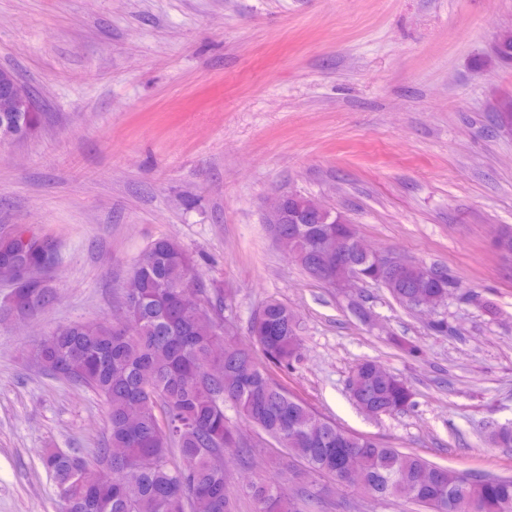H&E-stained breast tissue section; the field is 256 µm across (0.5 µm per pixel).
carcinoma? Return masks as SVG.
<instances>
[{
	"instance_id": "cac0c4a2",
	"label": "carcinoma",
	"mask_w": 512,
	"mask_h": 512,
	"mask_svg": "<svg viewBox=\"0 0 512 512\" xmlns=\"http://www.w3.org/2000/svg\"><path fill=\"white\" fill-rule=\"evenodd\" d=\"M17 122L16 131H35L37 112H1L0 124ZM298 239L295 261L313 279L322 259L315 236L334 231L347 260L366 279L382 272L366 257L361 239L346 236L343 224H284ZM52 247L35 237H0V267L19 281L10 310L19 316L52 304L54 293L41 271L51 264ZM135 288L126 300L122 323L73 322L56 328L29 351L43 372L88 388L105 402L109 446L97 461L112 460L119 478L97 480L83 457L52 449L43 468L53 477L62 512H236L227 493V474L214 464L220 453L242 450L224 408L274 439L287 454L317 473L336 475L341 457L359 459L362 488L380 498H408L427 512H456L455 495L467 476L416 455L351 434L310 409L258 367L250 351L238 346L224 326L220 290L202 309L182 304L183 292L199 287L193 256L175 240L154 241L139 258ZM439 281L406 270L385 284L403 305L413 307L419 293L438 291ZM250 333L274 364L286 368L301 339L294 313L284 303L267 301ZM349 391L358 406L387 414L407 407L409 387L383 375L365 359L353 370ZM176 453L180 463L170 462ZM482 512H501L512 503V478L472 480ZM253 512H300L281 496L277 481L260 479L245 488Z\"/></svg>"
}]
</instances>
